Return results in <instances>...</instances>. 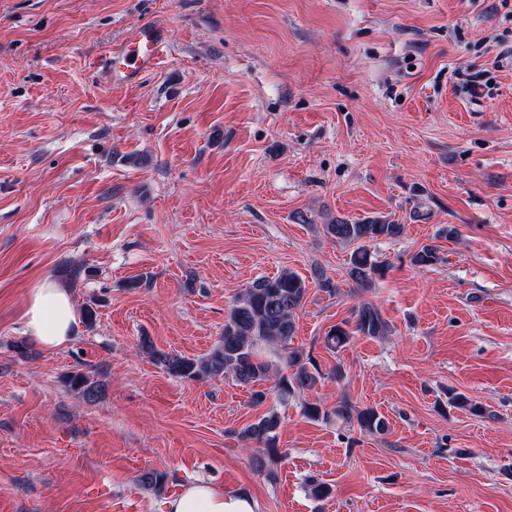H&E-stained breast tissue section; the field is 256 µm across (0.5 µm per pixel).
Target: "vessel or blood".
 <instances>
[{"label": "vessel or blood", "instance_id": "1", "mask_svg": "<svg viewBox=\"0 0 512 512\" xmlns=\"http://www.w3.org/2000/svg\"><path fill=\"white\" fill-rule=\"evenodd\" d=\"M168 37L160 27L146 23L128 36L109 59V68L123 78L136 80L151 71L167 53Z\"/></svg>", "mask_w": 512, "mask_h": 512}]
</instances>
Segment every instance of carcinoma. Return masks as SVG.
<instances>
[{
    "mask_svg": "<svg viewBox=\"0 0 512 512\" xmlns=\"http://www.w3.org/2000/svg\"><path fill=\"white\" fill-rule=\"evenodd\" d=\"M404 225L382 220L351 222L338 220L324 225V232L352 246L347 261V275L356 286L372 287L383 278L388 265L376 260L369 246L383 239L394 240L403 233ZM443 260L439 247L425 245L415 252L410 263L415 267L433 266ZM309 284L297 273L284 270L272 277H260L239 296L228 311L224 332L218 344L206 355L188 358L155 349L148 338L141 341V349L173 376L192 381L230 377L248 387L273 382V390L282 396L301 395L311 390L323 378L310 355L292 347L296 332L295 315L306 297ZM389 325L378 308L368 302L357 305L351 317L332 326L324 336V343L331 351L344 348L357 336L383 338ZM269 347L277 351L281 364L273 366L262 360L258 349ZM70 390L88 402L101 394V385L86 372L73 371L66 376ZM448 405L462 408L475 416L484 415L483 407L470 401L461 393L448 392ZM304 414L312 420H336L348 427L381 435L389 424L373 407H356L346 399L332 409L317 402L304 404ZM279 414L271 409L255 423L237 433L245 442L253 443L264 451L256 457L259 468L283 456L278 447ZM167 481V474L147 470L140 475L144 487L160 490Z\"/></svg>",
    "mask_w": 512,
    "mask_h": 512,
    "instance_id": "1",
    "label": "carcinoma"
}]
</instances>
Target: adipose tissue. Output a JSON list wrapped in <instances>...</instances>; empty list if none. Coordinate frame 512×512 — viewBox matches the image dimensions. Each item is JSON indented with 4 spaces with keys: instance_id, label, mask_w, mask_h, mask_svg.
Masks as SVG:
<instances>
[{
    "instance_id": "obj_1",
    "label": "adipose tissue",
    "mask_w": 512,
    "mask_h": 512,
    "mask_svg": "<svg viewBox=\"0 0 512 512\" xmlns=\"http://www.w3.org/2000/svg\"><path fill=\"white\" fill-rule=\"evenodd\" d=\"M79 317L72 298L60 284L45 280L33 288L24 313V328L48 350L67 345L78 333ZM161 512H261L251 493L224 492L207 481L187 485L178 495L162 502Z\"/></svg>"
}]
</instances>
